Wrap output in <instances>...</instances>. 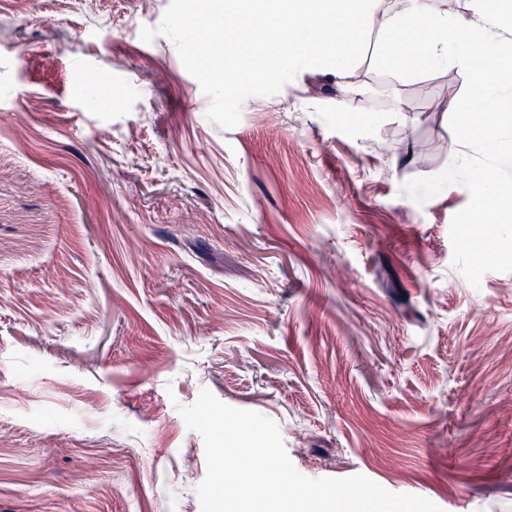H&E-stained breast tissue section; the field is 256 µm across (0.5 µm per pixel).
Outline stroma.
<instances>
[{
    "label": "stroma",
    "mask_w": 512,
    "mask_h": 512,
    "mask_svg": "<svg viewBox=\"0 0 512 512\" xmlns=\"http://www.w3.org/2000/svg\"><path fill=\"white\" fill-rule=\"evenodd\" d=\"M190 17L269 78L225 94ZM377 38L283 74L224 0H0V512H201L204 389L305 477L512 512V223L485 265L466 231L473 169L512 207V136Z\"/></svg>",
    "instance_id": "obj_1"
}]
</instances>
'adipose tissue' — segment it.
Here are the masks:
<instances>
[{
  "instance_id": "obj_1",
  "label": "adipose tissue",
  "mask_w": 512,
  "mask_h": 512,
  "mask_svg": "<svg viewBox=\"0 0 512 512\" xmlns=\"http://www.w3.org/2000/svg\"><path fill=\"white\" fill-rule=\"evenodd\" d=\"M395 11L377 13L376 0H226L228 13L245 9L249 21L270 27L282 60L326 67L345 76L359 60V29L376 21L380 46L375 62L394 74H413L450 64L468 70L482 106L464 116L469 131H512V116L497 111L499 98L512 94L502 55L512 42V0H476L471 19L448 14L438 0H400ZM427 21L424 31L411 25L414 16ZM316 26L318 41H305L298 22Z\"/></svg>"
}]
</instances>
